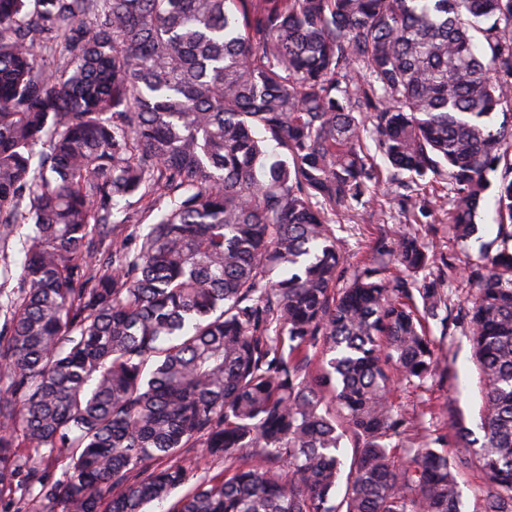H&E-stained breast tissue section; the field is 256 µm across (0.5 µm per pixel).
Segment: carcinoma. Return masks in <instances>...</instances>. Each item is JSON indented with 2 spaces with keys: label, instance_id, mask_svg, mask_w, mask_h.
<instances>
[{
  "label": "carcinoma",
  "instance_id": "obj_1",
  "mask_svg": "<svg viewBox=\"0 0 512 512\" xmlns=\"http://www.w3.org/2000/svg\"><path fill=\"white\" fill-rule=\"evenodd\" d=\"M376 155L460 242L495 187L459 307L415 235L345 278L332 215ZM20 224L0 512H461L447 437L512 512V0H0V242ZM433 322L473 347L479 437L390 399L443 373Z\"/></svg>",
  "mask_w": 512,
  "mask_h": 512
}]
</instances>
